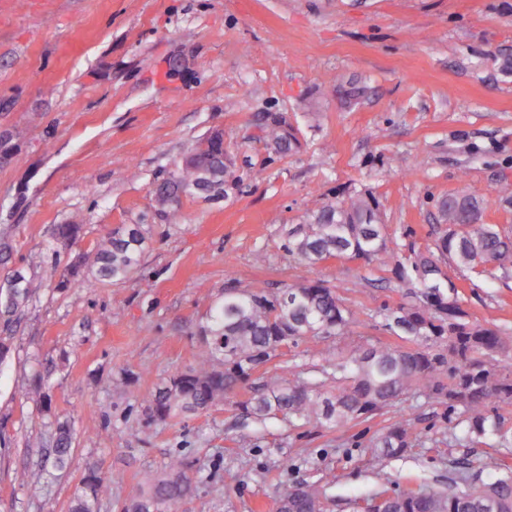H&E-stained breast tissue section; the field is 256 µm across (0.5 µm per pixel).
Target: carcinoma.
<instances>
[{"mask_svg": "<svg viewBox=\"0 0 512 512\" xmlns=\"http://www.w3.org/2000/svg\"><path fill=\"white\" fill-rule=\"evenodd\" d=\"M252 125L274 154L285 157L301 146V130L283 112H260ZM22 134L16 129L0 137V164L19 154ZM243 178L235 157L224 149V131L215 129L193 143L175 168L152 185L155 206L168 222H180L182 199L199 195L210 201L235 194ZM487 200L473 194H453L437 203L433 247L422 250L406 228L393 238L383 224L379 203L369 192L353 191L323 206L304 223L292 225L280 249L293 261L315 267L330 259L359 261L368 266L386 257L388 271L399 285L421 289L420 302L379 311L382 327L398 337L397 345L368 344L311 365L312 375H283L273 365L285 346L310 338L344 336L360 325L344 299L321 279L286 284L275 290L242 288L231 281L200 327L202 346L197 362L156 388L149 408L158 421L186 413H206L221 402L232 403L240 417L264 425L283 416L304 425L335 429L364 423L407 395L455 415L453 440L491 448L512 447V424L502 411L512 407V333L470 317L462 308L456 285L443 267L481 276L492 269H512V231L482 220ZM83 225L54 228L55 253L68 252ZM146 238L139 224H123L102 240L93 257L64 268L61 284L81 286V268L90 263L98 280L128 279L140 267ZM33 294L26 273L12 271L0 286V360L8 351L13 324ZM263 371L264 380L247 398L237 388ZM417 439L409 419H399L369 441L365 452L378 471L384 459L411 451ZM55 463L65 467L72 455L68 425L56 427L51 439ZM484 480L461 466L446 491L388 488L350 501L380 512H490L489 500L512 507V468L489 458ZM110 479L94 467L70 512H97ZM194 488L183 464L151 481L122 506L121 512H172L189 499ZM289 512H325L326 496L314 484L291 495Z\"/></svg>", "mask_w": 512, "mask_h": 512, "instance_id": "cac0c4a2", "label": "carcinoma"}]
</instances>
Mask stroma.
<instances>
[{
    "label": "stroma",
    "instance_id": "1",
    "mask_svg": "<svg viewBox=\"0 0 512 512\" xmlns=\"http://www.w3.org/2000/svg\"><path fill=\"white\" fill-rule=\"evenodd\" d=\"M178 53L187 63L172 76ZM509 60L512 0H0V125L23 133L0 166V280L21 268L34 288L0 359V512H69L93 465L112 477L98 512H120L175 459L196 484L177 512H276L298 481L324 490L327 512H351L350 499L380 488L363 445L402 416L419 442L383 462L391 480L444 490L456 465H479L488 447L449 446L452 422L420 398L333 430L246 426L225 403L163 423L146 398L195 365L198 327L230 279H321L359 317L354 334L282 349V368L394 343L377 313L415 302L414 289L389 282L379 260L290 262L283 234L354 190L375 195L390 234L412 228L421 246L449 194L487 196L484 222L512 225L497 199L512 193ZM350 81L370 92L344 106L336 87ZM269 111L294 116L298 152L278 157L255 137L253 115ZM215 128L241 189L184 198L182 222L168 223L152 183ZM72 222L88 255L118 225H141L139 270L60 287L51 270L68 258L52 233ZM445 272L472 318L512 329V274ZM38 376L49 401L28 391ZM58 419L73 434L63 468L46 453ZM33 469L36 485L22 478Z\"/></svg>",
    "mask_w": 512,
    "mask_h": 512
}]
</instances>
